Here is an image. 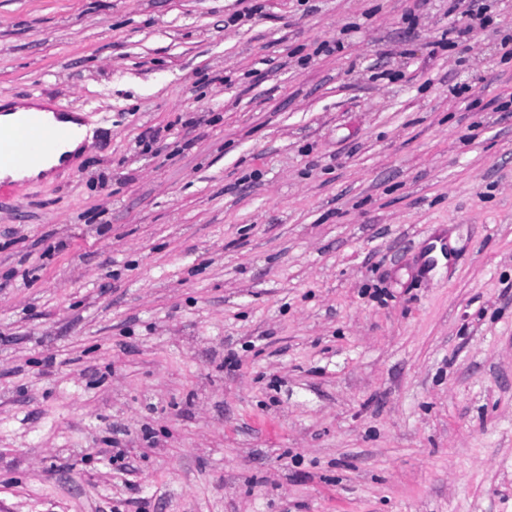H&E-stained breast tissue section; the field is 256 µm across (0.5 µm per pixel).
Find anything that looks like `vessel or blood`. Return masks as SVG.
I'll return each mask as SVG.
<instances>
[{"mask_svg": "<svg viewBox=\"0 0 512 512\" xmlns=\"http://www.w3.org/2000/svg\"><path fill=\"white\" fill-rule=\"evenodd\" d=\"M71 134L69 128L45 125L31 113L14 127L0 132V168L20 167L49 156Z\"/></svg>", "mask_w": 512, "mask_h": 512, "instance_id": "vessel-or-blood-1", "label": "vessel or blood"}]
</instances>
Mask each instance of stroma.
I'll use <instances>...</instances> for the list:
<instances>
[{
	"mask_svg": "<svg viewBox=\"0 0 512 512\" xmlns=\"http://www.w3.org/2000/svg\"><path fill=\"white\" fill-rule=\"evenodd\" d=\"M485 2L0 0V99L94 130L0 197V512H512ZM483 0H448V30H445L441 38L433 42V45L442 47H457L463 44L464 37L469 33L470 26L458 27L454 25L456 14L476 17L481 23L490 21L485 16L487 6L480 3Z\"/></svg>",
	"mask_w": 512,
	"mask_h": 512,
	"instance_id": "obj_1",
	"label": "stroma"
}]
</instances>
